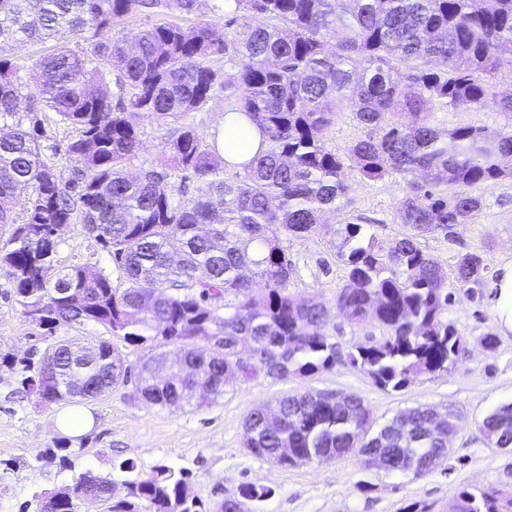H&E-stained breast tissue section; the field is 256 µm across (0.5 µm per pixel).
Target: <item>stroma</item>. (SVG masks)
<instances>
[{
  "label": "stroma",
  "instance_id": "obj_1",
  "mask_svg": "<svg viewBox=\"0 0 512 512\" xmlns=\"http://www.w3.org/2000/svg\"><path fill=\"white\" fill-rule=\"evenodd\" d=\"M83 44L82 38L63 30L44 42L15 44L10 60L25 72L58 47L75 49ZM506 123L492 105L478 110L448 108L435 114L442 131L468 125L498 128ZM345 180L348 191L336 210L323 214V227L288 241L294 262L287 288L291 295L334 304L345 282V267L337 257L341 224H361L386 245L409 232L398 218V209L412 192L411 177L391 174L367 181L349 169ZM474 193L482 207L467 223L426 234L419 242L450 276L456 273L460 255L481 254L491 283L499 267L512 263V180L486 181ZM57 241L59 266L88 264L117 278L107 251L81 225L64 226ZM490 283L472 293L455 289L448 307L446 317L463 336L465 354L448 371L419 375L403 389L380 388L348 359L356 346L381 337L379 326L371 321L352 325L334 316L326 332L342 359L329 369L308 377L261 376L231 385L223 399H204L183 410L145 402L132 374L104 396L81 403L92 423L82 434L68 437L58 430L56 420L70 410V403L39 402L23 392L18 379L25 363L39 361L63 336L88 345L113 344L132 370L148 349L124 345L100 325L64 326L48 333L26 320L14 301L10 280L0 276V512H32L34 494L73 485L88 473L111 480L114 499H122L125 475L118 464L127 458L144 473L158 466L184 472L188 496L201 503L200 512H216L225 496L246 484L272 488L261 512H451L460 491L476 494L495 487L510 492L512 448L489 445L478 429L489 411L512 402V334L498 331ZM488 333L497 336L495 349L482 344ZM305 391L361 397L380 425L418 404L454 408L464 420L448 440L446 467L421 477L366 467L355 453L288 469L250 454L243 446L247 415L281 395Z\"/></svg>",
  "mask_w": 512,
  "mask_h": 512
}]
</instances>
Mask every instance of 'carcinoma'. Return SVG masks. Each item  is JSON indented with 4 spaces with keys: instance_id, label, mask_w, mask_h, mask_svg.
I'll use <instances>...</instances> for the list:
<instances>
[{
    "instance_id": "cac0c4a2",
    "label": "carcinoma",
    "mask_w": 512,
    "mask_h": 512,
    "mask_svg": "<svg viewBox=\"0 0 512 512\" xmlns=\"http://www.w3.org/2000/svg\"><path fill=\"white\" fill-rule=\"evenodd\" d=\"M208 0H0V271L13 283L22 314L39 313L38 328L95 323L121 341L154 343L141 363L142 398L169 409L191 404L200 386L214 399L235 381L261 375L310 376L336 361L326 333L330 310L286 288L294 263L284 239L314 231L320 214L345 193L344 160L367 180L391 173H426L402 201L400 223L411 233L384 247L362 225L337 230V256L346 280L334 308L350 324L376 322L383 336L349 354L378 386L400 390L418 374L448 370L463 337L444 314L453 286L481 287L488 272L478 253L456 265L455 284L418 243V237L466 223L480 197L459 192L488 180H512V94L499 97L497 79L512 74V0H221L211 11L247 10L240 31L217 34L200 20H179ZM136 14L165 20L132 39L114 33ZM68 28L94 31L91 55L61 48L37 60L22 77L7 58L24 38L45 39ZM341 35L336 50L328 40ZM27 93H22V90ZM230 93L231 111L261 137V151L224 177L228 162L216 140L201 136L187 118L217 92ZM29 99V126L17 102ZM493 103L508 118L496 130L433 124L442 107L479 109ZM367 130L344 157L328 132L345 112ZM48 112L76 135L53 147L71 163L58 169L40 148ZM174 126L165 138L168 168L193 178L196 194L177 200L154 167L132 177L127 168L141 141L131 117ZM20 186L31 188L22 223L12 210ZM100 242L120 283L92 265L56 266L53 228L73 223ZM275 224L281 234L269 236ZM234 296L224 314L206 306ZM253 353L245 359L239 343ZM56 383L69 388L75 371L87 391L73 401L95 400L125 382L128 369L110 344L88 348L73 339L53 345ZM20 385L43 389L28 364ZM45 390V389H43ZM57 392L45 390V399ZM278 412L255 408L245 422L244 447L288 468L342 458L354 450L387 471L423 476L448 459V432L460 414L427 405L401 413L372 434L371 416L356 396L285 395ZM481 431L496 448L512 447V402L484 416ZM295 456L284 457L280 449ZM125 498L111 488L104 512H197L185 477L165 466L137 471L131 459ZM273 489L248 485L224 498L220 512L259 503ZM452 512H512V498L489 489L463 490Z\"/></svg>"
}]
</instances>
